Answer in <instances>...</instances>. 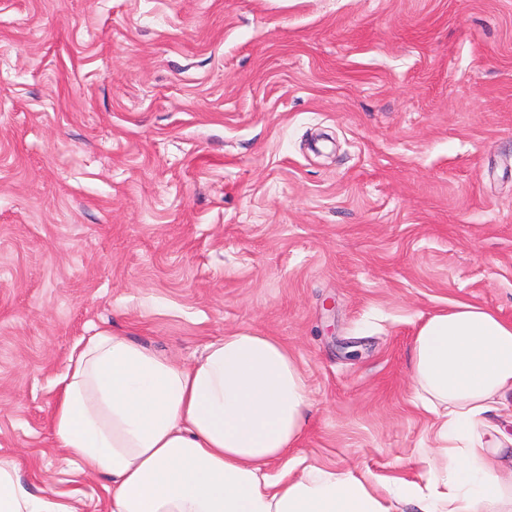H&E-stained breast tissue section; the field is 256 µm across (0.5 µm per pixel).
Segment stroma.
Returning <instances> with one entry per match:
<instances>
[{"label":"stroma","mask_w":512,"mask_h":512,"mask_svg":"<svg viewBox=\"0 0 512 512\" xmlns=\"http://www.w3.org/2000/svg\"><path fill=\"white\" fill-rule=\"evenodd\" d=\"M512 321V0H0V464L107 512L52 429L99 332L181 365L278 337L295 455L440 474L409 355Z\"/></svg>","instance_id":"1"}]
</instances>
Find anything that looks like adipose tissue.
Masks as SVG:
<instances>
[{"label": "adipose tissue", "instance_id": "ef3b65f1", "mask_svg": "<svg viewBox=\"0 0 512 512\" xmlns=\"http://www.w3.org/2000/svg\"><path fill=\"white\" fill-rule=\"evenodd\" d=\"M410 376L453 469L429 487L375 484L298 457L311 404L279 339L232 331L189 365L99 333L70 357L52 419L59 445L112 483L109 512H482L512 504V322L459 303L417 329ZM0 512H69L0 467Z\"/></svg>", "mask_w": 512, "mask_h": 512}]
</instances>
